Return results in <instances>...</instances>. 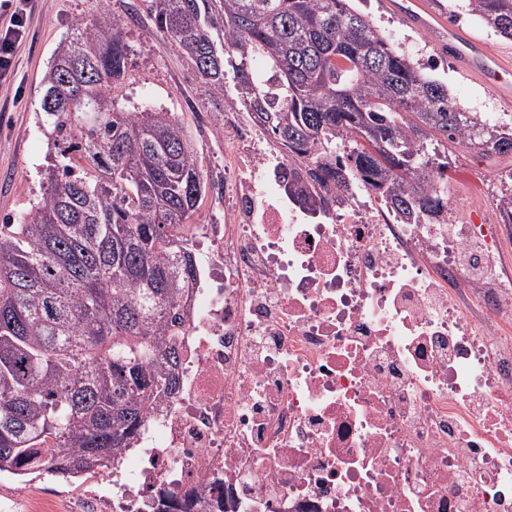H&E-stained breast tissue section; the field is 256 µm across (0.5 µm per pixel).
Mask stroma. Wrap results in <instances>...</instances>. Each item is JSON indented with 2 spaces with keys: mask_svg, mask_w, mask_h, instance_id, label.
Instances as JSON below:
<instances>
[{
  "mask_svg": "<svg viewBox=\"0 0 512 512\" xmlns=\"http://www.w3.org/2000/svg\"><path fill=\"white\" fill-rule=\"evenodd\" d=\"M361 8L400 50L443 57L441 48L426 33L409 27L387 7L386 0H363ZM105 12L120 22L128 45L127 75L116 93L120 108L131 110L147 104L175 113L194 138L200 167L209 172L223 163L215 142L200 137L199 115L223 111L235 101V91L229 86L223 98H213L170 41L155 31L143 0H109L105 5L100 0H36L29 37L18 51L15 72L10 83L0 87V219L28 209L43 191L42 172L49 163L50 145L40 118L41 78L54 48L69 36L76 18L93 21ZM443 59L435 76L466 110L491 123L512 121V102L500 97L493 87L463 74L452 59ZM448 160L455 221L491 219L502 189L498 174L512 167V159L489 160L452 145ZM47 490L60 492L61 505L68 512H92L75 484L51 474L30 482L1 475L0 512H28L32 499Z\"/></svg>",
  "mask_w": 512,
  "mask_h": 512,
  "instance_id": "1",
  "label": "stroma"
}]
</instances>
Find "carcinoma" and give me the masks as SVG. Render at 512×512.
I'll return each instance as SVG.
<instances>
[{
    "label": "carcinoma",
    "instance_id": "obj_1",
    "mask_svg": "<svg viewBox=\"0 0 512 512\" xmlns=\"http://www.w3.org/2000/svg\"><path fill=\"white\" fill-rule=\"evenodd\" d=\"M146 10L214 94L233 74L244 110L305 163L281 187L314 217L357 184L401 224H446L448 144L512 156V123L464 111L349 0H146ZM465 14L512 40V0H448V23ZM257 59L272 72L264 84ZM127 64L117 20L78 18L42 78L58 157L39 199L0 225V474L106 469L177 388L182 301L201 278L173 229L224 184L172 113L118 107ZM498 210L512 224V187ZM157 498L159 512L193 509L165 489Z\"/></svg>",
    "mask_w": 512,
    "mask_h": 512
}]
</instances>
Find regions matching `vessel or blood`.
Masks as SVG:
<instances>
[{
    "label": "vessel or blood",
    "mask_w": 512,
    "mask_h": 512,
    "mask_svg": "<svg viewBox=\"0 0 512 512\" xmlns=\"http://www.w3.org/2000/svg\"><path fill=\"white\" fill-rule=\"evenodd\" d=\"M389 4L410 27L424 31L447 50L462 73L494 87L504 99H512L511 65L446 23L429 9L426 0H389Z\"/></svg>",
    "instance_id": "vessel-or-blood-1"
}]
</instances>
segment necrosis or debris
Masks as SVG:
<instances>
[{"instance_id":"1","label":"necrosis or debris","mask_w":512,"mask_h":512,"mask_svg":"<svg viewBox=\"0 0 512 512\" xmlns=\"http://www.w3.org/2000/svg\"><path fill=\"white\" fill-rule=\"evenodd\" d=\"M223 215L176 232L203 284L184 302L179 388L111 472L98 512H512V275L503 224H399L354 196L320 220L274 190L293 164L237 110ZM157 498L159 512H187L193 509V501L189 496L178 497L168 490L160 489Z\"/></svg>"}]
</instances>
